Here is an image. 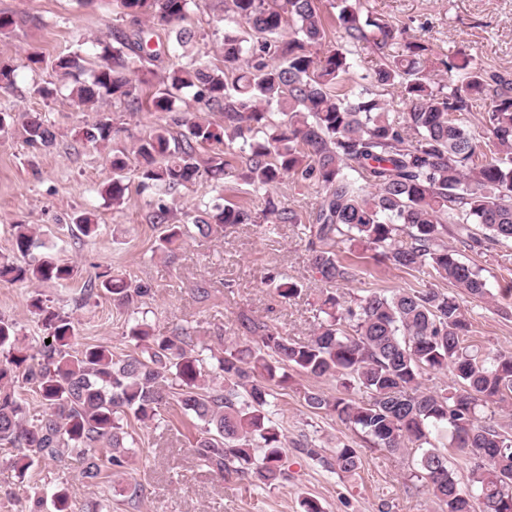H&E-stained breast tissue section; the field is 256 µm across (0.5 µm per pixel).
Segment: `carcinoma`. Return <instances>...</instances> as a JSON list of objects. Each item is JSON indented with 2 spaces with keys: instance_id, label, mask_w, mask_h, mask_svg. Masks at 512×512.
I'll return each instance as SVG.
<instances>
[{
  "instance_id": "cac0c4a2",
  "label": "carcinoma",
  "mask_w": 512,
  "mask_h": 512,
  "mask_svg": "<svg viewBox=\"0 0 512 512\" xmlns=\"http://www.w3.org/2000/svg\"><path fill=\"white\" fill-rule=\"evenodd\" d=\"M138 25L112 33L99 61L88 67L81 51L60 57L56 72L78 108L107 100L132 113L143 108L141 86L161 61L149 46L142 19L175 29L184 47L194 32L182 26L196 0H113ZM336 11V44L328 38L321 0H224L222 60L190 57L171 64L164 88L148 100L153 112L174 111L178 95L194 90L197 116H170L139 138L131 151L112 154V178L101 196L118 209L126 201L125 172H136L148 201L149 221L163 228L158 250L171 252L194 227L203 238L237 224H300V214L271 189L285 177L318 189L309 231L312 264L328 285L309 339L283 335L257 316L241 315L244 341L219 348L196 346L184 328L155 336L137 313L152 297L147 282L102 272L84 283L81 301L100 292L130 312L123 336L129 350L116 356L101 345L77 348L75 326L40 298L32 313L51 343L37 352L19 338L16 323L0 318V449L15 451L17 477L45 459L78 462L80 480L102 482L111 470L130 465L136 440L131 422L161 419L173 400L196 428L193 450L200 465L223 479L250 478L271 488L286 478L287 435L275 419L276 388L290 372L331 377L341 396L306 390L313 414L332 412L380 450H420L416 478L445 512H512V352H479L468 344L472 323L456 297L420 283L395 292L370 291L351 300L335 288L359 280L357 265L336 246L379 250L391 265L447 280L473 299L490 297L486 281L463 261L459 248L512 240V79L486 70L475 56L458 53L445 63L450 79L434 85L426 74L428 47L404 40V31L371 15L360 0H329ZM371 45L381 54L370 72L356 71L354 52ZM397 91L408 105L404 121L390 115L376 93L352 98L346 83ZM489 153L454 117L480 103ZM224 113L218 130L204 113ZM18 129L28 144L56 146L53 126L31 112H0V133ZM112 126L97 121L85 128L86 142L109 141ZM217 144L201 152L204 144ZM206 175L234 177L262 196L260 209L218 195L197 204L182 224L172 223L166 197ZM80 232L98 230L95 213L74 218ZM486 230L478 238L471 230ZM458 243L453 246L448 239ZM15 260L0 262L9 283H53L66 288L78 267L55 253L56 244L28 224L14 225ZM283 300L301 291L298 281L275 270L265 277ZM448 375L431 389L424 377ZM30 386L41 410L18 394ZM367 393L358 400L355 393ZM326 470L357 475L359 449L345 442L327 456L316 445L300 444ZM469 464L465 486L448 467V449ZM53 512H73L68 489L50 500L34 499L32 512L46 503Z\"/></svg>"
}]
</instances>
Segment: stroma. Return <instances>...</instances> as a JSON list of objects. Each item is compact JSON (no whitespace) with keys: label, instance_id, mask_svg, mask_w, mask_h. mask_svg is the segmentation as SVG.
<instances>
[{"label":"stroma","instance_id":"obj_1","mask_svg":"<svg viewBox=\"0 0 512 512\" xmlns=\"http://www.w3.org/2000/svg\"><path fill=\"white\" fill-rule=\"evenodd\" d=\"M374 16L403 28L408 37L429 48L434 81H447L443 63L464 51L477 57L491 72L512 76V0H362ZM0 15L14 19L0 33V60L17 65L16 86L0 89V112H37L55 126L56 148L31 147L21 134L0 136V261L14 260L13 227L31 224L44 231L62 249V258L76 264L80 280L70 287L54 284L0 285V317L18 324L30 346H37L42 330L31 312L34 297L53 300L72 313L78 344L108 346L122 354L126 311L110 296L99 294L75 305L82 281L104 270L151 283L148 319L155 334L177 326L189 328L195 342L215 344L217 337L232 342L239 336L238 318L262 316L282 333L308 339L316 324L317 300L325 284L312 269L308 237L303 227L239 224L226 234L204 239L186 238L171 253L156 250L161 234L149 223V193L140 191L135 176H128L127 202L115 210L100 191L112 172L108 163L116 146H132L157 124L163 112L129 113L120 105L104 103L83 112L71 106L65 92L42 97L36 89L56 82L57 56L71 49V32L86 37L81 51L97 60L102 44L116 30L131 31L128 18L112 10L110 0H0ZM196 36L189 54L212 61L220 58L224 35L222 0H199L186 22ZM38 52L41 61L28 65L26 56ZM112 124L110 142L91 145L84 128L99 118ZM95 211L100 230L96 237L72 235L70 222L84 211ZM340 257L356 263L359 281L346 287L349 296L368 291L389 292L410 288L419 273L379 262L373 252L340 247ZM466 261L480 269L491 299L479 301L466 294L457 299L473 324L472 341L482 351H512V241L464 251ZM274 269L287 272L303 284L299 296L280 301L264 283ZM210 290L207 300L195 297L199 285ZM320 389L342 394L333 378L294 375L287 389L279 390V419L288 432L287 478L277 488L262 490L245 480H224L202 467L192 452L196 433L178 405L164 412V421L136 423L137 462L125 473L110 475L103 484L84 485L75 475L77 462L67 467L47 460L26 481H19L11 466L12 454L0 452V512H28V493L50 492L68 484L75 512L111 496L112 512H301L300 501L316 498L324 512H443L444 507L415 477L418 451L390 454L371 447L360 434L333 414H311L301 398L303 390ZM313 440L319 452L343 441L359 448L362 467L354 477L331 474L306 457L300 436ZM142 488L136 504H128L121 491L126 484Z\"/></svg>","mask_w":512,"mask_h":512}]
</instances>
